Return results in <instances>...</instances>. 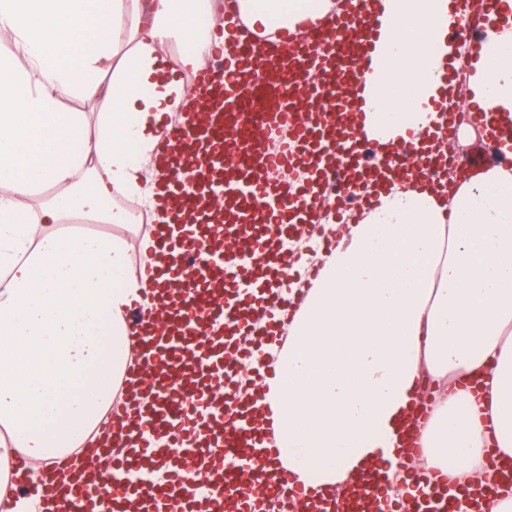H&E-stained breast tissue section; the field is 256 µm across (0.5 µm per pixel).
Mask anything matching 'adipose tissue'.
I'll list each match as a JSON object with an SVG mask.
<instances>
[{"mask_svg":"<svg viewBox=\"0 0 512 512\" xmlns=\"http://www.w3.org/2000/svg\"><path fill=\"white\" fill-rule=\"evenodd\" d=\"M453 0H380L384 32L353 110L379 156L402 146L443 154L421 136L447 121L440 89L452 50ZM343 0H0V512H57L53 496L8 492L19 455L60 480L91 468L98 450L136 447L113 414L139 396L129 313L148 308L162 252L115 235L70 234L75 215L123 224L113 192L155 195L170 119L196 103L175 78L226 48L235 22L276 44L320 29ZM472 99L498 118L512 147V22L487 33ZM176 47L170 75L159 53ZM98 98L94 121L64 107ZM95 136H88V124ZM52 197L37 201L40 189ZM375 202L345 224L316 273L291 286L271 376L248 389L254 427L279 450L292 486L347 492L378 469L404 480L396 501L425 499L431 477L453 474L455 497L492 484L489 449L512 458V165L436 188L370 182ZM139 263L132 274L131 263ZM436 401L419 443L423 477L399 454L404 428Z\"/></svg>","mask_w":512,"mask_h":512,"instance_id":"adipose-tissue-1","label":"adipose tissue"}]
</instances>
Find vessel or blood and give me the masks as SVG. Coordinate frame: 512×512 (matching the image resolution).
Here are the masks:
<instances>
[{
  "mask_svg": "<svg viewBox=\"0 0 512 512\" xmlns=\"http://www.w3.org/2000/svg\"><path fill=\"white\" fill-rule=\"evenodd\" d=\"M349 2L350 9L328 26L331 52L314 57L305 41L291 38L269 49L239 28L229 56L216 57L193 77L204 109L188 113L167 136L163 160L171 176L159 184L157 198L173 222L151 229L153 240L170 255L155 274L157 306L167 321L137 315L140 368L151 380L118 426L142 436L164 435L165 445L148 451L153 457L177 464L190 458L217 475L212 502L183 495L181 512H279L291 497L302 500L309 512H389L376 495L381 480L374 470L344 499L321 508L303 487L271 478L278 450L252 430L235 373L239 360L247 358L255 380L265 377V354L277 341L276 320L288 307L282 293L288 261L279 241L314 229L315 200L337 177L324 158L339 156L347 171H360L365 178L410 173L400 151L384 157L381 165H366L354 115L338 109L339 89L315 97L303 80L305 72H336L351 62L339 49L351 29H359L364 41L378 39V0ZM448 34L467 37L471 57L487 50L483 35L470 30L462 14H455ZM351 63L355 78H363V59ZM288 117L295 124L293 144L267 152L275 120ZM288 167L306 169L302 186L294 189L273 178V171ZM218 197L235 207L234 223L209 220L196 225L193 235H175L174 225L205 212ZM148 452L133 449L127 466H141ZM116 470L105 448L96 472L63 483L73 512H92L95 503L99 512H128L129 500L147 503L157 496L156 485L116 479ZM107 478L112 488L104 502L100 493Z\"/></svg>",
  "mask_w": 512,
  "mask_h": 512,
  "instance_id": "b4317fda",
  "label": "vessel or blood"
}]
</instances>
